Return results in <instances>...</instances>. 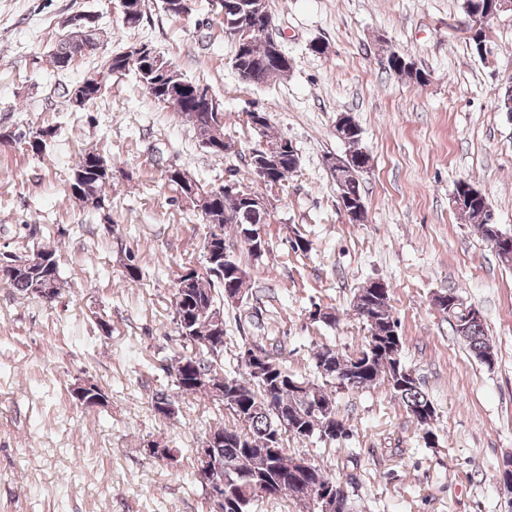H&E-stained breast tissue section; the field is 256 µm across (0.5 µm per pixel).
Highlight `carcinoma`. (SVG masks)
Returning a JSON list of instances; mask_svg holds the SVG:
<instances>
[{
  "label": "carcinoma",
  "instance_id": "1",
  "mask_svg": "<svg viewBox=\"0 0 512 512\" xmlns=\"http://www.w3.org/2000/svg\"><path fill=\"white\" fill-rule=\"evenodd\" d=\"M490 8L489 0H462V9L468 17H482ZM272 18L265 13L260 18L242 12L237 23L226 22L224 30L237 36L238 50L235 63L239 78L253 85L263 80L264 64L261 49L254 42L256 30ZM79 39H100V28L90 32L71 29L62 38L51 61L58 67L59 60L68 55L72 42ZM173 65L164 58L159 67L147 68L129 66L120 57L112 58V71L124 74L134 71L138 83L152 100L160 95L161 83L156 79L158 68ZM385 67L397 75L406 77L418 85L429 82V74L415 67V64L398 52L386 57ZM174 111L182 117L187 112L196 114L198 122L205 124L216 121V113L207 111L191 99L174 102ZM271 123H266L262 132V152L270 156L280 155L288 139L266 144L270 138ZM100 153L95 150L84 152L71 170L69 183L75 187L69 197L82 209L97 214L105 210V188L112 176L99 172L95 159ZM228 180L238 184L240 194L230 195L218 190V186L195 179L197 196H211V209L193 211L198 223L207 227L202 250L212 245L220 250L211 261L203 262L192 274L182 277L175 275L171 294L172 319L180 337L182 350L176 353L165 368L171 384L155 390L152 408L155 417L171 421L177 418V398L187 394H198L211 399L219 415L218 428L213 435L224 437L221 447L224 456V512H255L260 504L284 495L295 497L298 487L295 481L322 487L336 481L318 464L313 471L297 476L290 472V465L296 453L288 448V439L336 442L349 437V428L336 410V394L342 389L339 378L327 372L320 358L332 356L356 372L357 388L361 391L377 385L388 386L391 395L400 402L422 431L425 444L437 442L433 430L436 409L403 362V341L394 318L390 288L377 292L365 285L355 292L357 300L355 315L362 322L367 336L361 347L350 354H341L328 345L316 347L311 356L315 377L309 379L288 370L284 364L282 346L268 341L266 336L242 339L238 352L234 354L235 370L224 372V336L210 339L213 314L227 308L239 309L249 303L245 314L238 315L253 327L260 326L262 314L260 297L253 291L251 271L253 263L261 260L267 250L257 251L244 246L241 235L250 224H268L271 214L247 211L242 204L243 197L257 192L252 185L244 182L236 168L226 170ZM365 172L353 170L346 174L337 189L340 198L357 204H365L361 191V180ZM452 195L462 199L456 206L470 223L477 226L486 242L501 231L498 224L489 221L491 206L486 196L470 183L456 182ZM233 256L234 276L224 274V254ZM34 263L25 269L6 272L1 281L25 296L42 298L35 291L37 284L47 280L53 289V296L60 294L62 281L56 249L36 246L28 251ZM447 304L439 307L448 319L454 335L465 343L470 353L486 367L496 364V353L485 334L484 319L468 320L464 317L461 297L455 292L446 293ZM229 422H224V419ZM277 485L276 494L264 495V485Z\"/></svg>",
  "mask_w": 512,
  "mask_h": 512
}]
</instances>
